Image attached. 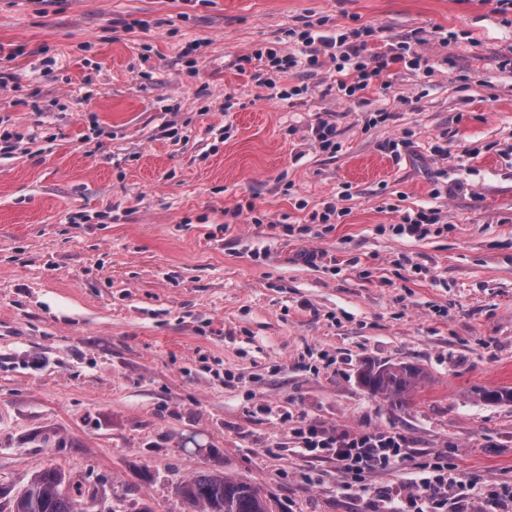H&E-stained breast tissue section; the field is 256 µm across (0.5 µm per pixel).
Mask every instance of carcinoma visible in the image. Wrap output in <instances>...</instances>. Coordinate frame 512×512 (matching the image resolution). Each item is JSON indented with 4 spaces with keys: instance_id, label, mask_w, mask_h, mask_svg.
<instances>
[{
    "instance_id": "obj_1",
    "label": "carcinoma",
    "mask_w": 512,
    "mask_h": 512,
    "mask_svg": "<svg viewBox=\"0 0 512 512\" xmlns=\"http://www.w3.org/2000/svg\"><path fill=\"white\" fill-rule=\"evenodd\" d=\"M422 379L420 367L402 362L368 366L359 374L363 388L399 409L408 405ZM475 394L484 402H512V389L477 387ZM175 493L187 512H276L277 507V500L260 485L213 471L200 472L178 484ZM86 494L83 484H68L60 470L48 467L13 498L10 512H87Z\"/></svg>"
}]
</instances>
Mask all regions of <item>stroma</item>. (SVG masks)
Here are the masks:
<instances>
[{
  "instance_id": "1",
  "label": "stroma",
  "mask_w": 512,
  "mask_h": 512,
  "mask_svg": "<svg viewBox=\"0 0 512 512\" xmlns=\"http://www.w3.org/2000/svg\"><path fill=\"white\" fill-rule=\"evenodd\" d=\"M318 21L428 69L391 65L351 102L333 63L252 59ZM0 74V512L47 467L88 485L89 512H183L176 485L215 470L281 512H371L297 452L288 413L403 433L410 460L374 487L442 449L512 480V403L472 393L512 388L511 10L0 0ZM420 207L443 227L396 234ZM399 362L428 375L402 411L358 382Z\"/></svg>"
}]
</instances>
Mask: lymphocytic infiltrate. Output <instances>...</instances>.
<instances>
[{
    "instance_id": "obj_1",
    "label": "lymphocytic infiltrate",
    "mask_w": 512,
    "mask_h": 512,
    "mask_svg": "<svg viewBox=\"0 0 512 512\" xmlns=\"http://www.w3.org/2000/svg\"><path fill=\"white\" fill-rule=\"evenodd\" d=\"M373 34V29L367 27L333 36L306 29L299 34V53L282 55L267 47L257 49L255 55L266 58L279 71L300 65L315 70L332 62L337 72H352V79L339 80L338 87L345 97L355 100L390 65L399 64L411 72L422 68V59L412 51L410 43L386 51L370 50L369 39ZM293 433L301 453L335 461L337 473L344 478L343 491L360 497L373 495L382 503V512H442L449 501H461L477 485L476 480L456 473L449 466L447 455L440 453L418 464V475L408 488L375 490L367 482L370 474L392 469L409 459L404 434L385 430L331 432L301 421L294 422Z\"/></svg>"
}]
</instances>
